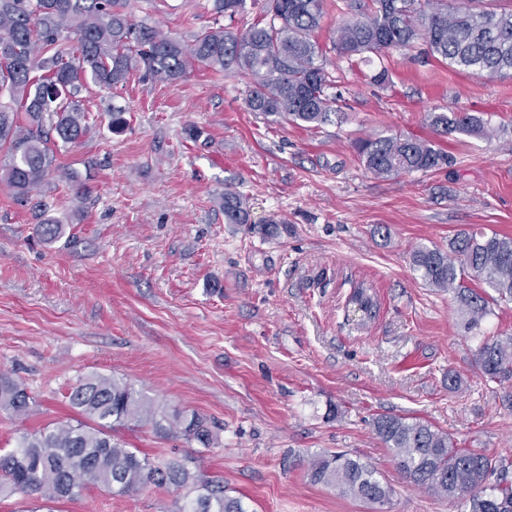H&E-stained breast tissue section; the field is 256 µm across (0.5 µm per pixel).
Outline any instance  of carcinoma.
I'll use <instances>...</instances> for the list:
<instances>
[{"label": "carcinoma", "mask_w": 512, "mask_h": 512, "mask_svg": "<svg viewBox=\"0 0 512 512\" xmlns=\"http://www.w3.org/2000/svg\"><path fill=\"white\" fill-rule=\"evenodd\" d=\"M245 0H214V25L192 44L163 34L145 21L133 23L120 0H0V167L18 199L39 186L56 166L59 145L89 131L88 116L76 93L84 82L114 88L126 82L136 62L153 79L176 81L196 64L217 72L250 76L246 105L272 121L319 128L336 115L327 72V51L315 31L323 0H264L263 11L242 33L224 28L220 18L244 10ZM77 39L76 54L65 60L61 33ZM425 39L429 51L466 73L512 75V9L486 0H350L348 15L331 38L339 58L409 50ZM50 129H44L46 118ZM428 125L440 136L482 137L487 122L469 112H430ZM358 160L370 173L387 178L436 171L450 156L426 140L375 133L356 143ZM224 219L247 224L243 196L224 191ZM414 271L432 288L451 289L477 345L473 363L486 384L503 389L500 408L512 415V332L482 334L490 304L512 301V237L463 229L448 246L421 245L410 256ZM81 419L22 433L16 446L0 455V496L70 499L93 486L117 494L143 485L185 486L183 467L153 463L112 436L117 426L177 428L204 447L213 441L207 419L186 414L139 394L114 378H80L68 395ZM24 384L0 372V412L29 415ZM373 430L389 450L406 481L448 501L452 512H512V459L484 448H459L428 422L381 414ZM312 483L336 488L343 496L385 505L391 487L371 465L344 452L314 456ZM185 497L178 512H247L242 499L224 486L205 483Z\"/></svg>", "instance_id": "obj_1"}]
</instances>
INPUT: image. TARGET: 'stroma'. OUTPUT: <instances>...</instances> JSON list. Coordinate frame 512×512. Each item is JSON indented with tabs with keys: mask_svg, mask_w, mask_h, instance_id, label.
<instances>
[{
	"mask_svg": "<svg viewBox=\"0 0 512 512\" xmlns=\"http://www.w3.org/2000/svg\"><path fill=\"white\" fill-rule=\"evenodd\" d=\"M212 7L127 0L125 10L188 44L212 26ZM427 49L330 57L339 117L318 129L248 111L239 74L198 68L161 82L135 67L123 86L87 83L91 132L25 201L0 180V371L33 399L26 419L0 412V454L21 432L75 419L67 394L97 373L207 418L218 436L208 448L148 425L116 436L152 461L186 465L195 484L222 483L248 512H449L398 471L372 427L380 414L512 456V416L473 366L453 293L410 264L416 245H447L461 229L512 235V75H469ZM116 106L127 119L118 131ZM434 111L479 113L490 134L448 137L453 162L440 170H365L356 139L430 137ZM228 189L247 196L255 223L280 220L278 234L226 223ZM48 217L63 224L51 242L36 231ZM360 284L378 301L361 327L345 308ZM336 450L380 473L389 504L310 481L309 460ZM185 494L92 487L59 502L2 497L0 512H177Z\"/></svg>",
	"mask_w": 512,
	"mask_h": 512,
	"instance_id": "1",
	"label": "stroma"
}]
</instances>
